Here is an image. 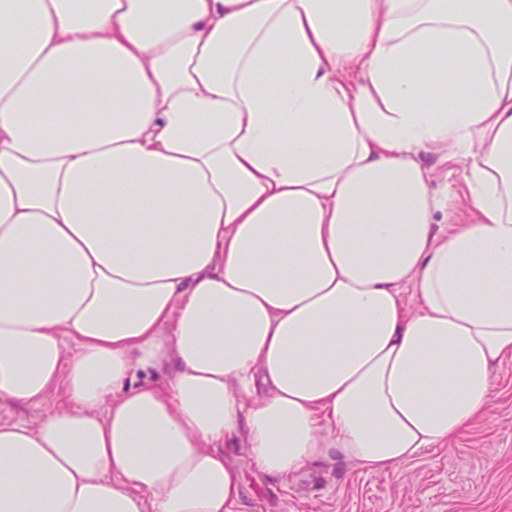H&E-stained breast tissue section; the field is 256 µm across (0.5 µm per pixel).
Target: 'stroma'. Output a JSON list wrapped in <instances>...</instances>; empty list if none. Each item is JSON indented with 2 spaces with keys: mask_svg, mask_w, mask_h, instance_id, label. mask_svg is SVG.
Returning a JSON list of instances; mask_svg holds the SVG:
<instances>
[{
  "mask_svg": "<svg viewBox=\"0 0 512 512\" xmlns=\"http://www.w3.org/2000/svg\"><path fill=\"white\" fill-rule=\"evenodd\" d=\"M436 187L466 207L468 163H437ZM233 460L243 474L244 512H512V359L494 372L485 417L447 447L429 450L389 473L324 467L279 480L264 474L246 449Z\"/></svg>",
  "mask_w": 512,
  "mask_h": 512,
  "instance_id": "obj_1",
  "label": "stroma"
}]
</instances>
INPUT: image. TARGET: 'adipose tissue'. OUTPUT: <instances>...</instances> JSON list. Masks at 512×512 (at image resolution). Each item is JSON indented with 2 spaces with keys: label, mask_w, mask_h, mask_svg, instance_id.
<instances>
[{
  "label": "adipose tissue",
  "mask_w": 512,
  "mask_h": 512,
  "mask_svg": "<svg viewBox=\"0 0 512 512\" xmlns=\"http://www.w3.org/2000/svg\"><path fill=\"white\" fill-rule=\"evenodd\" d=\"M509 357L512 0H0V406L69 400L0 419V512L387 473ZM420 158L428 166H435L433 175L435 177L434 186L442 188L448 183V191L457 199L462 215L467 214V201L469 196V187L467 183L468 163L465 159L455 158L448 160V164H438L436 158L429 154L421 153ZM64 402V396L62 390L51 396L41 407H5L2 406L0 409L1 417L7 413L17 421L24 422L29 426H36L42 415L50 410L54 405H58Z\"/></svg>",
  "instance_id": "adipose-tissue-1"
}]
</instances>
